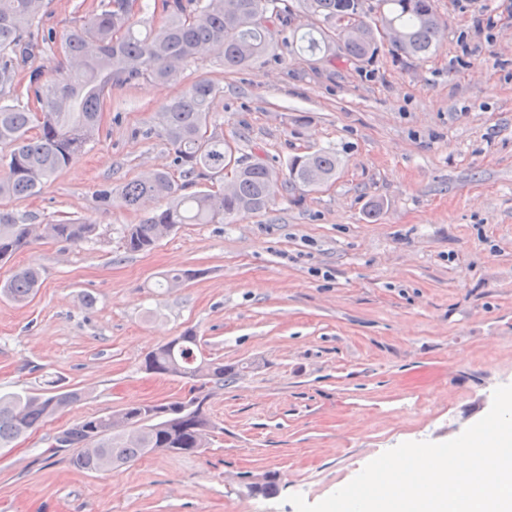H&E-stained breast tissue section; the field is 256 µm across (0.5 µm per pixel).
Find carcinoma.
I'll use <instances>...</instances> for the list:
<instances>
[{
  "label": "carcinoma",
  "instance_id": "carcinoma-1",
  "mask_svg": "<svg viewBox=\"0 0 512 512\" xmlns=\"http://www.w3.org/2000/svg\"><path fill=\"white\" fill-rule=\"evenodd\" d=\"M283 0H160L164 23L144 33L129 22L134 0H98L87 21L65 33L62 57L55 76L43 80L36 68L29 74L35 109L19 103L16 94L18 58H27L38 42L32 27L40 22L45 0H0V145L10 147L5 174L0 176V198H24L42 186L68 162L70 156L95 140L104 100L114 87L139 79L177 82L184 68L210 47L224 54V66L236 69L265 55L277 32L292 28L290 8ZM308 10L324 27L310 28L299 38L300 49L317 55L339 48L346 61L372 59L379 49V29L393 25L403 39L395 52L423 60L438 45L441 28L434 0H381L387 11L379 23L362 22L363 34L352 40L336 32V19L362 15V0H306ZM217 89L198 79L172 98L159 113L157 135L173 148L183 184L166 170L98 191L100 202L117 198L138 209L150 200L167 206L148 210L124 235L129 252L152 250L182 224H222L240 211L261 213L288 185L316 187L336 175V153L321 150L296 156L288 163V177L261 162H245L228 192L183 193L199 179L224 174V137L208 132L210 102ZM37 132H31V129ZM95 226L74 220L53 224H21L0 211V262L37 240L78 243ZM41 272L34 266L16 270L0 283V295L25 304L36 293ZM197 336L187 331L150 352L144 369L150 374L204 378L224 385L233 371L219 360L194 361ZM84 398L78 389H62L48 382L41 392L0 395V448L43 426L48 419ZM207 396L120 409L107 416L88 417L55 436V447L71 448L73 467L91 473L111 471L155 453L196 454L210 445L215 425L205 405Z\"/></svg>",
  "mask_w": 512,
  "mask_h": 512
}]
</instances>
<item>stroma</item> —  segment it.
Returning a JSON list of instances; mask_svg holds the SVG:
<instances>
[{"mask_svg":"<svg viewBox=\"0 0 512 512\" xmlns=\"http://www.w3.org/2000/svg\"><path fill=\"white\" fill-rule=\"evenodd\" d=\"M90 2L47 0L41 29L66 33ZM435 4L447 40L422 61L387 44L363 64L311 56L286 30L245 69L213 50L180 82L113 90L84 151L40 193L0 199L29 224L96 227L0 264V282L42 271L27 305L0 298V393L57 379L87 394L0 450V512H296L290 495L319 502L386 450L453 439L487 414L512 384V0ZM199 78L218 89L209 129L237 158L283 173L292 157L333 150L336 177L127 252L124 229L142 213L97 192L174 171L152 129ZM174 269L192 276L161 287ZM188 330L197 358L236 371L210 389L206 452L74 469L59 431L198 388L143 368ZM265 477L277 494H250Z\"/></svg>","mask_w":512,"mask_h":512,"instance_id":"35a3bbf8","label":"stroma"}]
</instances>
